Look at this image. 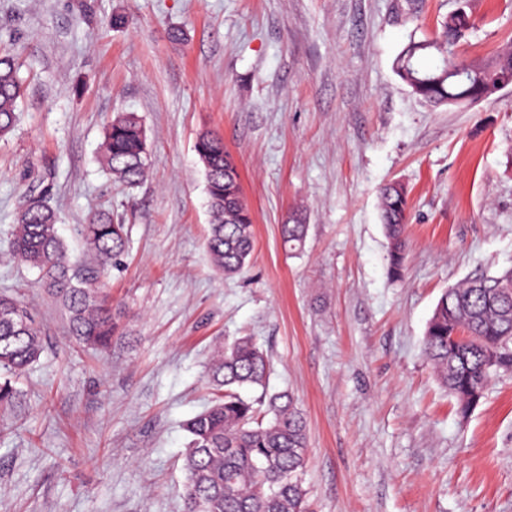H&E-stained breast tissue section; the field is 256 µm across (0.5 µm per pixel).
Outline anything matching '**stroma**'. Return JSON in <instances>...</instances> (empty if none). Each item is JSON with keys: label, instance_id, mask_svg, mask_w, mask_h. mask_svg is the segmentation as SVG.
Instances as JSON below:
<instances>
[{"label": "stroma", "instance_id": "35a3bbf8", "mask_svg": "<svg viewBox=\"0 0 512 512\" xmlns=\"http://www.w3.org/2000/svg\"><path fill=\"white\" fill-rule=\"evenodd\" d=\"M462 5L0 0V54L18 56L26 89L0 138V294H23L43 342L17 406L0 410V512H181L183 425L212 398L211 350L240 336L307 419L310 512H512V374L463 418L422 355L445 289L512 267V87L433 108L395 69ZM463 6V58L512 44V0ZM117 112L149 135V177L132 191L98 162ZM205 132L234 157L254 217V254L233 277L204 251ZM390 182L411 203L397 281L379 219ZM33 197L78 264L90 211L130 226L105 279L126 336L105 351L75 341L38 270L11 256ZM296 206L308 231L291 253L279 228Z\"/></svg>", "mask_w": 512, "mask_h": 512}]
</instances>
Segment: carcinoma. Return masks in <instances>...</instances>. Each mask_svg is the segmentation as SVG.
<instances>
[{
    "label": "carcinoma",
    "instance_id": "cac0c4a2",
    "mask_svg": "<svg viewBox=\"0 0 512 512\" xmlns=\"http://www.w3.org/2000/svg\"><path fill=\"white\" fill-rule=\"evenodd\" d=\"M472 27L459 8L432 41H411L396 60V70L412 92L431 106L471 104L512 85V45L490 63H462L457 43ZM436 50L441 63L420 64ZM19 65L0 57V137L16 125L24 89ZM147 131L134 112H119L100 145L103 167L112 182L130 191L148 176ZM195 150L204 168L210 212L205 248L211 266L226 276L241 273L254 250L253 215L246 203L239 169L223 140L204 133ZM380 219L388 240L387 268L394 279L405 269L409 194L399 183L380 189ZM306 216L292 211L280 225L291 251L304 245ZM94 264L72 263L57 232L55 211L42 199L28 200L18 214L11 252L38 268L47 292L65 309L72 336L85 347L105 350L123 335L121 312L101 288L102 273L121 264L129 246L127 225L98 211L81 226ZM40 332L24 303L0 295V408L15 405L13 377L42 353ZM422 352L438 382L465 417L484 397L491 378L512 372V269L476 276L444 291L427 323ZM266 355L247 337L224 345L207 362L215 391L213 404L184 424L188 443L183 456L186 481L183 512H308L303 487L308 428L294 397L268 390ZM260 391L246 398L240 390Z\"/></svg>",
    "mask_w": 512,
    "mask_h": 512
}]
</instances>
